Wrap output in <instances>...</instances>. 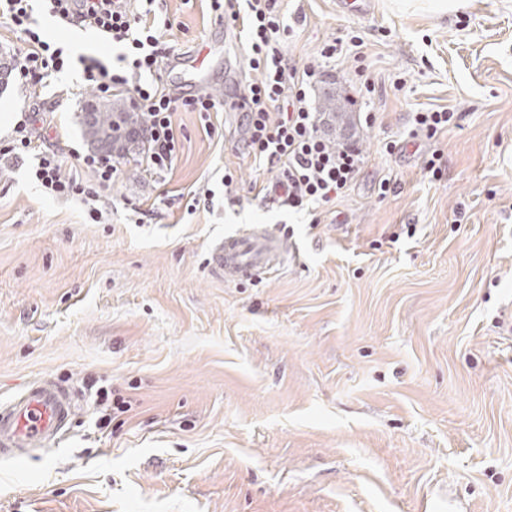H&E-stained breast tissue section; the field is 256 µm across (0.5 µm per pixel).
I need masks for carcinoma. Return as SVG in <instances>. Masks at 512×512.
Returning <instances> with one entry per match:
<instances>
[{
    "label": "carcinoma",
    "instance_id": "1",
    "mask_svg": "<svg viewBox=\"0 0 512 512\" xmlns=\"http://www.w3.org/2000/svg\"><path fill=\"white\" fill-rule=\"evenodd\" d=\"M320 110L332 116L345 110V97L329 93L322 97ZM82 125L87 142L99 150L120 155L128 153L124 141L141 130L142 121L138 113L130 109L124 100L95 103L82 113Z\"/></svg>",
    "mask_w": 512,
    "mask_h": 512
}]
</instances>
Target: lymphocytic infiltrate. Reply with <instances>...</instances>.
<instances>
[{"instance_id":"lymphocytic-infiltrate-1","label":"lymphocytic infiltrate","mask_w":512,"mask_h":512,"mask_svg":"<svg viewBox=\"0 0 512 512\" xmlns=\"http://www.w3.org/2000/svg\"><path fill=\"white\" fill-rule=\"evenodd\" d=\"M210 2L216 20L227 17L238 24L249 49L248 66L260 74L245 84L240 97L244 154L275 172L273 188L283 191L289 208L302 210L342 195L359 176L363 156L353 144L332 149L321 133V117L307 100L311 85L335 58L336 44H324L313 60L299 65L284 50L287 28L275 9L276 0H246L243 11L235 9L232 0ZM39 8L65 25L96 29L126 47V70L89 57L82 61L83 81L102 99L119 88L131 93L146 116L148 164L158 171L172 169L178 152L173 112L182 108L206 115L216 111L217 104L202 91L176 95L160 88L163 67L175 53L164 32L130 10L126 0H0V21L23 37L16 74L22 84L34 88L50 85L70 62L63 47L34 30L33 14ZM31 122V114H23L12 140L0 147V156L17 162L34 157V176L47 194L80 197L89 219L100 222L103 214L97 202L101 190L110 188L119 174L117 160L108 153H80L76 159L92 172V180L62 175L58 153L38 143Z\"/></svg>"}]
</instances>
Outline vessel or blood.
I'll list each match as a JSON object with an SVG mask.
<instances>
[{
    "label": "vessel or blood",
    "mask_w": 512,
    "mask_h": 512,
    "mask_svg": "<svg viewBox=\"0 0 512 512\" xmlns=\"http://www.w3.org/2000/svg\"><path fill=\"white\" fill-rule=\"evenodd\" d=\"M206 51L188 53L187 80L200 86L205 80ZM280 243L260 226L225 236L210 249L208 264L227 281H251L272 270L281 260ZM73 415L67 389L53 380L29 384L8 403L0 404V455L21 463L36 446L56 444Z\"/></svg>",
    "instance_id": "vessel-or-blood-1"
}]
</instances>
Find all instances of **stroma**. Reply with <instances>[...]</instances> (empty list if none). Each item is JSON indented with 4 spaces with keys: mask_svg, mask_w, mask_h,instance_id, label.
<instances>
[{
    "mask_svg": "<svg viewBox=\"0 0 512 512\" xmlns=\"http://www.w3.org/2000/svg\"><path fill=\"white\" fill-rule=\"evenodd\" d=\"M276 8L296 61L360 41L309 98L349 100L350 126L326 130L365 166L341 197L296 211L260 193L273 175L240 154L229 107L259 74L207 0L151 6L181 51L214 48L220 109L175 112L171 170L121 158L92 224L0 162V400L47 377L74 401L43 457L0 458V512H512V0L443 17L394 0ZM93 97L78 62L36 99L9 82L0 144L38 101L34 130L74 173ZM431 107L457 127L387 152ZM252 224L284 263L211 274V244Z\"/></svg>",
    "mask_w": 512,
    "mask_h": 512,
    "instance_id": "obj_1",
    "label": "stroma"
}]
</instances>
